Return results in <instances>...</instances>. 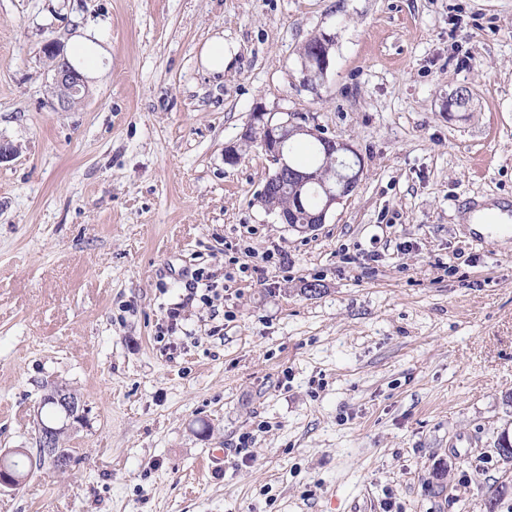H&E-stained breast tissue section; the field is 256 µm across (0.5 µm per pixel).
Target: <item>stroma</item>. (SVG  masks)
I'll use <instances>...</instances> for the list:
<instances>
[{
	"label": "stroma",
	"instance_id": "1",
	"mask_svg": "<svg viewBox=\"0 0 512 512\" xmlns=\"http://www.w3.org/2000/svg\"><path fill=\"white\" fill-rule=\"evenodd\" d=\"M91 21L107 68L56 109L43 48ZM260 109L363 159L318 230L256 203L261 148L224 160ZM0 141V453L50 388L85 409L0 512H512V235L461 207L512 201V0H0ZM237 53L233 43L224 40L223 33H216L205 41L198 52V65L212 77H223ZM317 40V37L310 39L306 45L304 46L303 50L305 51V54H309L312 50V44L315 43ZM331 46V39L327 36H322L319 41L316 44V47L313 48L312 52L315 55L317 59V72L316 75L313 76L308 67L304 64L302 66V74H303V81L307 86L316 87L323 83L327 70L329 68L330 60H329V51ZM318 79V81H316Z\"/></svg>",
	"mask_w": 512,
	"mask_h": 512
}]
</instances>
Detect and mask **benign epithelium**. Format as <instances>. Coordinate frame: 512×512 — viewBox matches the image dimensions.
Returning a JSON list of instances; mask_svg holds the SVG:
<instances>
[{
    "mask_svg": "<svg viewBox=\"0 0 512 512\" xmlns=\"http://www.w3.org/2000/svg\"><path fill=\"white\" fill-rule=\"evenodd\" d=\"M330 46L331 39L323 36L313 48L318 68L313 75L307 66H302L303 81L306 85L316 87L323 83L330 64ZM53 81L57 89L58 107L64 111L70 110L74 101L86 96L83 76L71 67L65 65L54 67ZM254 130L260 132L261 136L251 139L249 134ZM297 134H304L321 144L325 156L340 160L342 169L327 173L323 168L314 171H296L290 167L284 147L288 138ZM251 145L261 147L273 165L272 174L256 196L257 202L263 206L266 205L268 197L274 195L284 183L291 182L296 209L281 211L277 213V218L280 223L300 233L313 231L326 223L333 206L359 186L364 174V166L354 160L358 153L352 144L327 135L315 124L311 125L304 120H298V116L294 113L284 112L278 117L272 112L260 110L252 113L240 143L226 149L224 160L229 164L238 163L242 158V151ZM314 187L320 191V203L317 208L306 210L302 203V192L306 188ZM48 396L59 410L61 425L58 427L40 425L38 446L41 449L43 461L55 467L63 462L66 452V449L60 447V437L65 431L74 428V424L83 421V407L77 396L64 387L53 388ZM9 459L8 452L0 455L1 490L20 486L28 476V473L10 467Z\"/></svg>",
    "mask_w": 512,
    "mask_h": 512,
    "instance_id": "1",
    "label": "benign epithelium"
}]
</instances>
